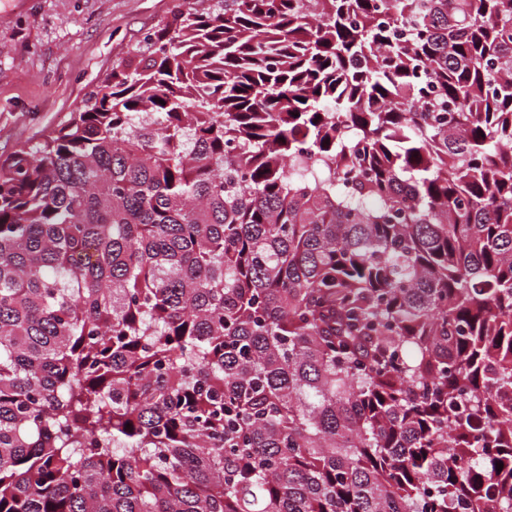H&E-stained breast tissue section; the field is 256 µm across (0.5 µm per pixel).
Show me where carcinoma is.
<instances>
[{
  "label": "carcinoma",
  "instance_id": "carcinoma-1",
  "mask_svg": "<svg viewBox=\"0 0 512 512\" xmlns=\"http://www.w3.org/2000/svg\"><path fill=\"white\" fill-rule=\"evenodd\" d=\"M0 512H512V0L177 7L0 160Z\"/></svg>",
  "mask_w": 512,
  "mask_h": 512
}]
</instances>
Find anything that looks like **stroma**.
Masks as SVG:
<instances>
[{
  "mask_svg": "<svg viewBox=\"0 0 512 512\" xmlns=\"http://www.w3.org/2000/svg\"><path fill=\"white\" fill-rule=\"evenodd\" d=\"M177 3L202 0H0V157L63 124Z\"/></svg>",
  "mask_w": 512,
  "mask_h": 512,
  "instance_id": "stroma-1",
  "label": "stroma"
}]
</instances>
